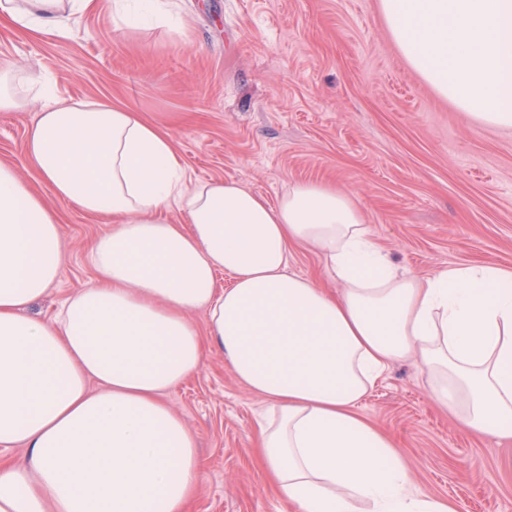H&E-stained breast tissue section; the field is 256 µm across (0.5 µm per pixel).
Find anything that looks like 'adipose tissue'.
<instances>
[{
    "label": "adipose tissue",
    "mask_w": 512,
    "mask_h": 512,
    "mask_svg": "<svg viewBox=\"0 0 512 512\" xmlns=\"http://www.w3.org/2000/svg\"><path fill=\"white\" fill-rule=\"evenodd\" d=\"M92 4L0 0V22L63 35ZM35 103L28 165L111 229L89 255L94 285L30 316L62 272L63 231L0 162V448L22 450L0 464V512H186L201 460L164 396L210 351L261 399L259 463L295 512H459L416 492L357 407L409 360L462 431L512 438V270L416 276L335 187L292 183L272 204L236 181L191 183L170 134L136 110ZM296 245L319 251L339 292L289 273ZM221 270L232 288L216 287Z\"/></svg>",
    "instance_id": "obj_1"
}]
</instances>
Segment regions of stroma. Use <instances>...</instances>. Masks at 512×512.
Instances as JSON below:
<instances>
[{"label": "stroma", "mask_w": 512, "mask_h": 512, "mask_svg": "<svg viewBox=\"0 0 512 512\" xmlns=\"http://www.w3.org/2000/svg\"><path fill=\"white\" fill-rule=\"evenodd\" d=\"M33 67L62 99L107 97L171 134L191 181L233 179L276 200L296 181L350 193L373 240L427 277L459 264L512 267V130L475 123L393 43L379 0H181L176 27L124 32L109 0L71 35L0 26V63ZM30 112H0V161L53 207L66 262L31 315L90 286L104 218L56 198L27 165ZM169 404L198 437L188 512H287L255 455L259 399L218 353ZM359 413L387 434L415 490L461 512H512V442L458 429L413 366H392Z\"/></svg>", "instance_id": "35a3bbf8"}]
</instances>
